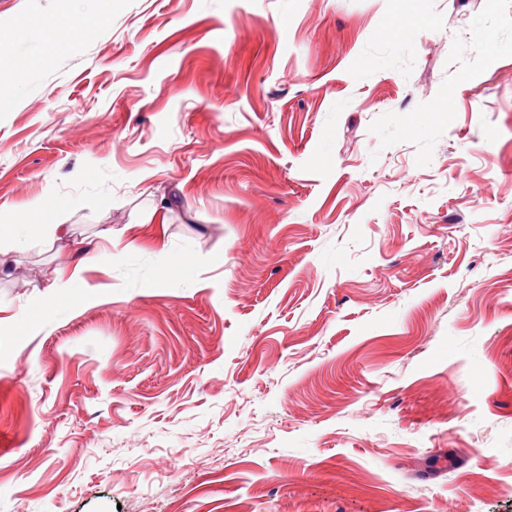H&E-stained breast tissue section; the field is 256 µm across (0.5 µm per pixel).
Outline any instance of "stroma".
<instances>
[{
    "mask_svg": "<svg viewBox=\"0 0 512 512\" xmlns=\"http://www.w3.org/2000/svg\"><path fill=\"white\" fill-rule=\"evenodd\" d=\"M415 8L0 0V512H512V0Z\"/></svg>",
    "mask_w": 512,
    "mask_h": 512,
    "instance_id": "1",
    "label": "stroma"
}]
</instances>
